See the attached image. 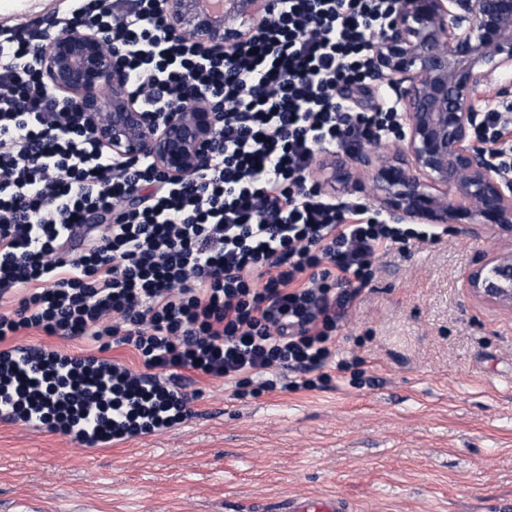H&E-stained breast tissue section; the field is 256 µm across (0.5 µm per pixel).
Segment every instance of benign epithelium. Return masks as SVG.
I'll use <instances>...</instances> for the list:
<instances>
[{"label": "benign epithelium", "instance_id": "benign-epithelium-1", "mask_svg": "<svg viewBox=\"0 0 512 512\" xmlns=\"http://www.w3.org/2000/svg\"><path fill=\"white\" fill-rule=\"evenodd\" d=\"M267 6L226 0L225 11L213 15L197 0H165L172 32L216 55L232 49ZM39 58L42 75L77 101L113 158H144L175 181L203 165L201 145L220 119L211 104L194 102L161 125L150 123L128 95L129 73L97 32L51 37ZM372 69L397 97L402 150L330 155L325 183L357 189V173L367 172L372 197L392 224H449L476 240L489 232L511 239L512 182L475 146L473 131L475 95L492 76L510 79L498 93L512 96V0H397ZM466 285L476 300L511 312L512 252L471 266Z\"/></svg>", "mask_w": 512, "mask_h": 512}]
</instances>
